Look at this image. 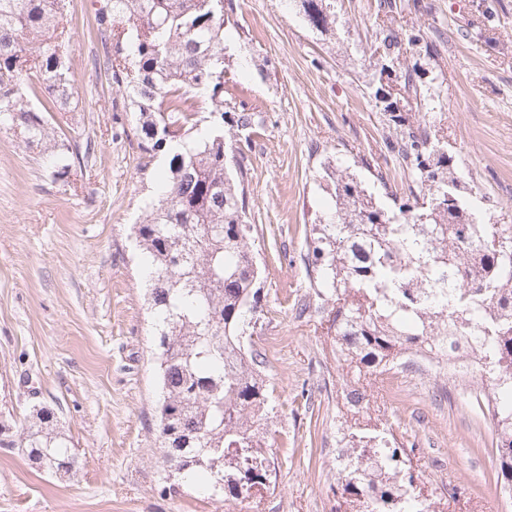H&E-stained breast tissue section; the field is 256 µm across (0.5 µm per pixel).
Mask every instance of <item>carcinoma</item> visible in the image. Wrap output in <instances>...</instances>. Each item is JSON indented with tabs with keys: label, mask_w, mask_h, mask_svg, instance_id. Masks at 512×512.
Instances as JSON below:
<instances>
[{
	"label": "carcinoma",
	"mask_w": 512,
	"mask_h": 512,
	"mask_svg": "<svg viewBox=\"0 0 512 512\" xmlns=\"http://www.w3.org/2000/svg\"><path fill=\"white\" fill-rule=\"evenodd\" d=\"M323 32L333 0H297ZM70 0H0V124L38 146L54 136L46 114L72 95L71 60L53 42L64 37ZM230 0H100L96 20L110 40L106 67L126 85L146 151L168 165L160 196L133 230L148 267L147 310L163 461L178 458L179 476L196 475L224 496L265 485L266 451L255 425L269 419L264 357L245 350L259 322V269L248 238L249 169H228L224 135L196 120L224 112L225 29ZM38 81L42 108L22 87ZM440 141L408 136L398 146L436 191L386 211L354 177L336 173L335 205L313 228L310 287L324 301L316 329L336 331L353 383L347 402L365 400L364 381L409 367L425 350L446 353L448 337H474L485 361L475 395L493 425L496 483L512 492L511 224H484L463 206L437 203L439 189L461 199ZM0 447L19 448L46 473L74 457L54 414L38 409L19 434L0 420ZM344 504L365 512H434L390 428L350 432L340 449Z\"/></svg>",
	"instance_id": "1"
}]
</instances>
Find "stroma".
Masks as SVG:
<instances>
[{
	"instance_id": "1",
	"label": "stroma",
	"mask_w": 512,
	"mask_h": 512,
	"mask_svg": "<svg viewBox=\"0 0 512 512\" xmlns=\"http://www.w3.org/2000/svg\"><path fill=\"white\" fill-rule=\"evenodd\" d=\"M380 2L336 0L322 33L286 0H233L224 98L253 108L255 122L204 120L251 169L262 325L252 342L276 405L263 428L271 484L233 499L197 483L162 489L154 335L130 230L163 157L142 148L128 91L104 66L97 0H71L74 94L49 118L70 151L26 147L0 126V418L50 410L78 464L49 475L0 447V512H336L347 423L391 425L436 512H512L493 478L495 434L467 383L422 363L377 377L370 406L350 407L335 337L296 307L313 293L306 238L332 204L334 169L387 210L424 193L390 148L407 132L442 138L466 207L512 224V0H394L390 13ZM407 73L431 91L427 104L405 93Z\"/></svg>"
}]
</instances>
